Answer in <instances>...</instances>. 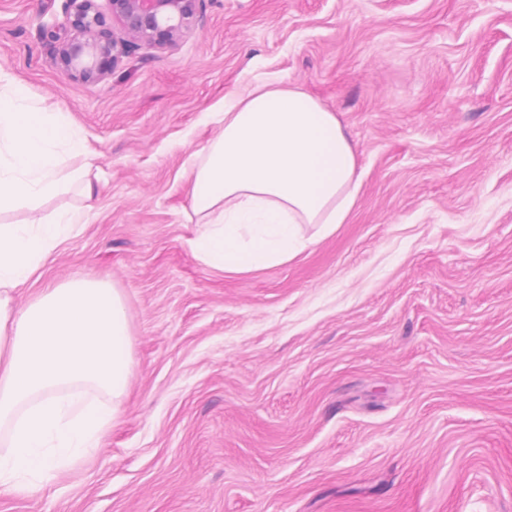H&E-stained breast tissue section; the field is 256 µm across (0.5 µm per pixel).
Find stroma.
Masks as SVG:
<instances>
[{
	"mask_svg": "<svg viewBox=\"0 0 512 512\" xmlns=\"http://www.w3.org/2000/svg\"><path fill=\"white\" fill-rule=\"evenodd\" d=\"M103 81L65 76L62 0H0V75L79 126L86 224L20 288L124 295L134 363L93 459L0 512H512V0H204ZM276 77L359 148L346 223L226 274L188 241L191 153Z\"/></svg>",
	"mask_w": 512,
	"mask_h": 512,
	"instance_id": "35a3bbf8",
	"label": "stroma"
}]
</instances>
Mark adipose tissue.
I'll return each instance as SVG.
<instances>
[{
    "label": "adipose tissue",
    "mask_w": 512,
    "mask_h": 512,
    "mask_svg": "<svg viewBox=\"0 0 512 512\" xmlns=\"http://www.w3.org/2000/svg\"><path fill=\"white\" fill-rule=\"evenodd\" d=\"M217 135L191 154L189 241L228 273L281 264L346 223L361 188L358 149L335 112L280 80L228 93ZM80 130L20 87L0 91V494L33 495L48 475L89 459L121 415L132 366L124 298L103 280L74 277L25 306L15 297L86 213L44 215L68 184H92ZM315 229L305 236L303 225ZM111 405L103 406L99 397Z\"/></svg>",
    "instance_id": "obj_1"
}]
</instances>
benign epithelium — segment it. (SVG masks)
I'll use <instances>...</instances> for the list:
<instances>
[{"mask_svg":"<svg viewBox=\"0 0 512 512\" xmlns=\"http://www.w3.org/2000/svg\"><path fill=\"white\" fill-rule=\"evenodd\" d=\"M203 0H64L70 36L46 27L55 43L56 64L70 79L96 83L104 65L142 44L164 49L197 29Z\"/></svg>","mask_w":512,"mask_h":512,"instance_id":"1","label":"benign epithelium"}]
</instances>
